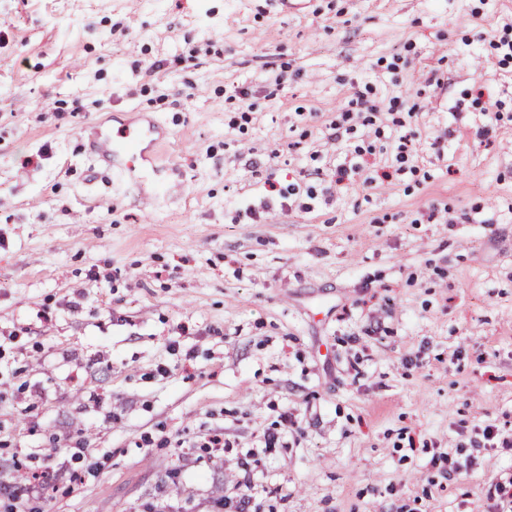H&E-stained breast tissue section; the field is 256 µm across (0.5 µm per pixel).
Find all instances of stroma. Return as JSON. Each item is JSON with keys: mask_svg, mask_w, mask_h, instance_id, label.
<instances>
[{"mask_svg": "<svg viewBox=\"0 0 512 512\" xmlns=\"http://www.w3.org/2000/svg\"><path fill=\"white\" fill-rule=\"evenodd\" d=\"M504 41L512 0H0V512H234L246 479L251 512H491ZM359 92L414 112L421 172L327 198ZM134 113L168 134L164 189L90 150ZM271 181L301 192L250 218ZM25 473L49 483L5 495Z\"/></svg>", "mask_w": 512, "mask_h": 512, "instance_id": "stroma-1", "label": "stroma"}]
</instances>
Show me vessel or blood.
<instances>
[{
	"label": "vessel or blood",
	"instance_id": "b4317fda",
	"mask_svg": "<svg viewBox=\"0 0 512 512\" xmlns=\"http://www.w3.org/2000/svg\"><path fill=\"white\" fill-rule=\"evenodd\" d=\"M163 141L154 120L140 119L115 131L99 128L93 150L114 175H131L139 164L155 159Z\"/></svg>",
	"mask_w": 512,
	"mask_h": 512
}]
</instances>
